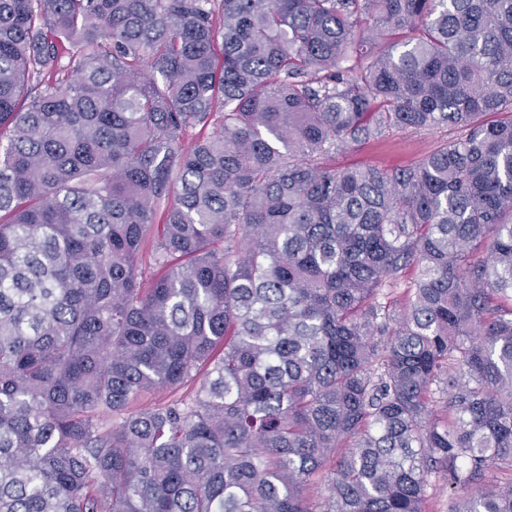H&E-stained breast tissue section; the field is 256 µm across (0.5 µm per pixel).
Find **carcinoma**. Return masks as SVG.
I'll return each mask as SVG.
<instances>
[{"label":"carcinoma","instance_id":"1","mask_svg":"<svg viewBox=\"0 0 512 512\" xmlns=\"http://www.w3.org/2000/svg\"><path fill=\"white\" fill-rule=\"evenodd\" d=\"M432 474L512 512V0H0V512H428ZM459 134L457 129L447 127L425 131L393 127L378 140L341 146L327 161L336 168L376 167L390 171L414 164Z\"/></svg>","mask_w":512,"mask_h":512}]
</instances>
